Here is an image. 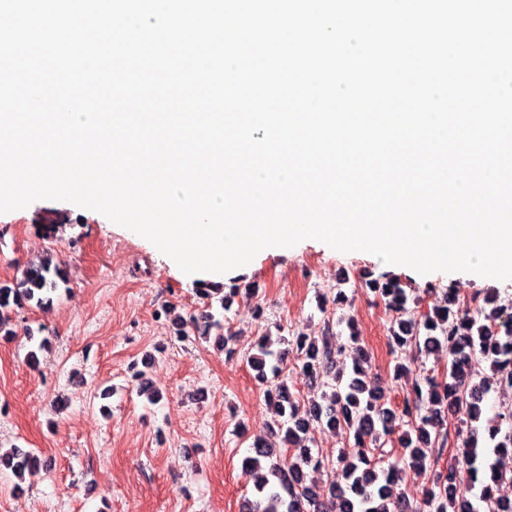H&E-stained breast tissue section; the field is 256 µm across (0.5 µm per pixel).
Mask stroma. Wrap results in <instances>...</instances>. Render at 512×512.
I'll list each match as a JSON object with an SVG mask.
<instances>
[{"label":"stroma","instance_id":"35a3bbf8","mask_svg":"<svg viewBox=\"0 0 512 512\" xmlns=\"http://www.w3.org/2000/svg\"><path fill=\"white\" fill-rule=\"evenodd\" d=\"M45 252L68 281L50 308L19 310L11 335H0V449L35 450L47 467L22 481L0 471V512H240L253 475L242 465L248 443L236 428L263 435L271 421L243 358L258 336H322L344 287L342 311L371 354L370 375L398 406L405 391L397 364L439 376L448 358L394 348L392 315L369 281L392 277L413 288L411 315L431 310L450 289L512 296V279L422 275L303 241L225 273L223 288L240 289L224 313L237 351L230 358L215 343L174 334V316L207 310L195 280L154 247L117 233L103 214L54 200L0 214V255L8 259L0 284ZM42 339L46 347L29 363ZM140 371L155 401L138 395Z\"/></svg>","mask_w":512,"mask_h":512}]
</instances>
